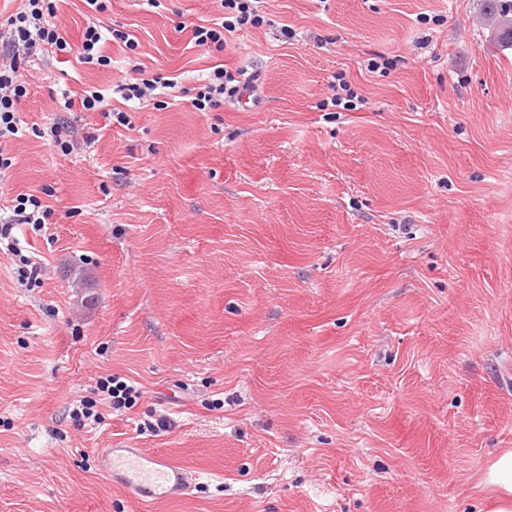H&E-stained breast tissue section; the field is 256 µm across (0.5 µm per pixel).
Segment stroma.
Segmentation results:
<instances>
[{
  "mask_svg": "<svg viewBox=\"0 0 512 512\" xmlns=\"http://www.w3.org/2000/svg\"><path fill=\"white\" fill-rule=\"evenodd\" d=\"M57 7L72 43L110 31L108 63L25 66L0 209L53 217L0 245V512H488L512 449V48L478 0H266L220 48L191 40L220 0ZM217 66L258 76V109L112 95ZM93 89L128 124L64 109ZM112 447L199 479L143 509L98 472ZM15 202L16 204L11 206V215H9L8 220L2 222V218L0 219V240L11 237L13 224H33L38 230H41L42 224H51L49 221L53 212L48 205H43L39 196L33 194L19 195ZM102 392H107L109 397L112 398V407L116 410L121 408H131L132 401L136 399L138 392L127 383L114 379L112 377L106 378L100 382Z\"/></svg>",
  "mask_w": 512,
  "mask_h": 512,
  "instance_id": "stroma-1",
  "label": "stroma"
}]
</instances>
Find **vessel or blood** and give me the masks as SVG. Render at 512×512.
Returning a JSON list of instances; mask_svg holds the SVG:
<instances>
[{"label":"vessel or blood","instance_id":"1","mask_svg":"<svg viewBox=\"0 0 512 512\" xmlns=\"http://www.w3.org/2000/svg\"><path fill=\"white\" fill-rule=\"evenodd\" d=\"M97 465L100 473L144 506L182 498L197 480L192 468L142 448L104 449Z\"/></svg>","mask_w":512,"mask_h":512}]
</instances>
